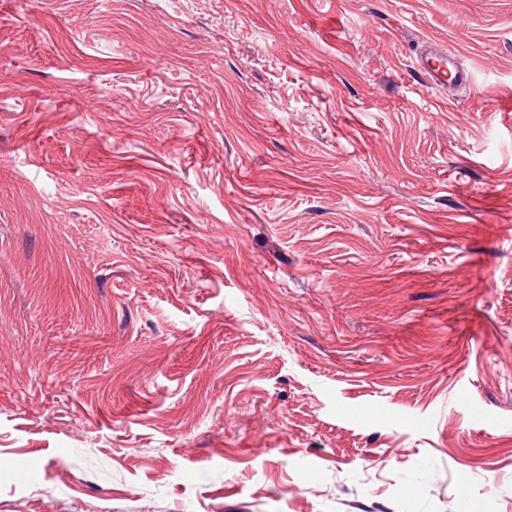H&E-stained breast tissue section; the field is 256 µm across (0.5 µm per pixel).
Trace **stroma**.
I'll return each instance as SVG.
<instances>
[{
  "mask_svg": "<svg viewBox=\"0 0 512 512\" xmlns=\"http://www.w3.org/2000/svg\"><path fill=\"white\" fill-rule=\"evenodd\" d=\"M0 512H512V0H0ZM415 68L424 75L426 83L436 89L473 83V76L468 70L460 67L446 53L432 48L416 59Z\"/></svg>",
  "mask_w": 512,
  "mask_h": 512,
  "instance_id": "stroma-1",
  "label": "stroma"
}]
</instances>
